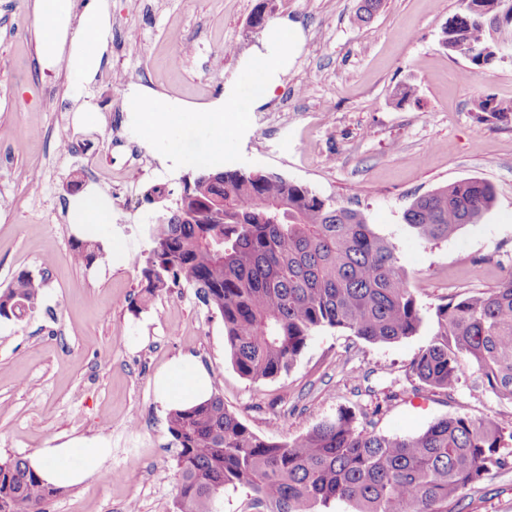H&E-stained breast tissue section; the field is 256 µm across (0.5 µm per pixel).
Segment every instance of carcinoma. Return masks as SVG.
<instances>
[{"label":"carcinoma","mask_w":512,"mask_h":512,"mask_svg":"<svg viewBox=\"0 0 512 512\" xmlns=\"http://www.w3.org/2000/svg\"><path fill=\"white\" fill-rule=\"evenodd\" d=\"M442 44L478 69L511 58L512 0H461ZM477 111L512 121V104L490 96ZM494 201L488 182L456 181L415 199L404 221L438 243L477 223ZM149 236L135 310L170 288L194 289L221 316L234 368L253 382L289 371L320 328L393 343L424 323L393 243L361 212L278 175L220 168L185 179ZM102 258L95 240L73 245L78 265ZM44 282L19 272L0 291V319L34 310ZM433 322L432 341L411 362L421 386L455 390L467 359L485 386L512 402V276L438 305ZM168 432L177 447L173 512H216L226 489L245 492L249 512H320L333 500L353 512H448L467 487L512 468V423L466 416L387 436L358 428L355 413L342 409L282 442L255 434L214 392L170 411ZM65 493L22 457L0 461V512H44Z\"/></svg>","instance_id":"cac0c4a2"}]
</instances>
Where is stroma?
<instances>
[{
    "mask_svg": "<svg viewBox=\"0 0 512 512\" xmlns=\"http://www.w3.org/2000/svg\"><path fill=\"white\" fill-rule=\"evenodd\" d=\"M360 0H112L108 51L92 83L41 69L30 0H0V290L23 270L45 273L34 312L0 319V459L28 456L72 438L104 441L110 454L46 512H173L176 453L157 376L186 357L206 369L225 406L263 438L293 440L342 409L358 426L390 436L425 430L445 416L512 421V402L462 366L449 393L391 398L431 341L437 305L487 291L512 273V122L479 119L477 100L512 102V59L472 74L448 53L443 28L459 0H383L369 22ZM297 32L300 45L268 99L251 104L238 76L263 47L251 19ZM195 49L180 66L174 35ZM409 84L415 97L398 103ZM134 89L195 109L239 97L243 112L224 164L280 175L360 210L390 240L425 323L414 336L370 343L334 328L316 331L293 367L252 382L224 349V323L192 289L173 288L134 312L138 259L162 205L155 186L193 177L162 142L147 143L128 117ZM95 119H78L75 97ZM77 140L76 151L63 149ZM480 178L493 207L454 238L413 236L403 219L419 196ZM97 191L114 220L95 238L124 241L133 260L115 267L72 262L78 227L68 198ZM454 512H512V470L469 486Z\"/></svg>",
    "mask_w": 512,
    "mask_h": 512,
    "instance_id": "35a3bbf8",
    "label": "stroma"
}]
</instances>
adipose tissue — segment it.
<instances>
[{
    "label": "adipose tissue",
    "instance_id": "obj_1",
    "mask_svg": "<svg viewBox=\"0 0 512 512\" xmlns=\"http://www.w3.org/2000/svg\"><path fill=\"white\" fill-rule=\"evenodd\" d=\"M110 0H33L37 56L49 69H66L83 83L92 82L108 49ZM297 38L280 25L266 34V51L249 64L241 75L252 102L270 97L280 83ZM127 110L139 126L144 140L164 141L174 164L208 168L224 161V124L236 119L239 102L224 97L193 112L145 92L126 96ZM209 131L205 150L190 152L181 131L186 122ZM212 394L207 371L182 359L171 363L156 381L159 401L170 408L189 407ZM104 442L74 438L53 448H42L28 456L30 467L55 486L80 484L109 456Z\"/></svg>",
    "mask_w": 512,
    "mask_h": 512
}]
</instances>
